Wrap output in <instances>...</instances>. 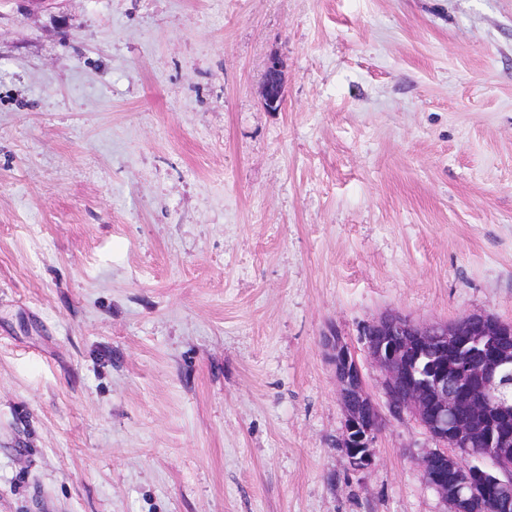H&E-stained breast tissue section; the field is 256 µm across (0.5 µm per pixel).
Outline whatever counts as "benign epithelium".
I'll list each match as a JSON object with an SVG mask.
<instances>
[{
    "instance_id": "obj_1",
    "label": "benign epithelium",
    "mask_w": 512,
    "mask_h": 512,
    "mask_svg": "<svg viewBox=\"0 0 512 512\" xmlns=\"http://www.w3.org/2000/svg\"><path fill=\"white\" fill-rule=\"evenodd\" d=\"M262 99L272 112L283 106L277 57L268 62ZM360 336L378 373L385 413L343 337L325 338L345 414L336 447L350 469L371 468L388 419L409 417L435 443L415 461L448 512H469L478 499L495 507L512 501V436L476 428L459 417L466 409L485 421L512 419V395L505 393L512 379V324L488 313H470L449 323L420 325L390 312L365 323Z\"/></svg>"
}]
</instances>
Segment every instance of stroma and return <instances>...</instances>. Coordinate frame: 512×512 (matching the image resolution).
I'll return each instance as SVG.
<instances>
[{"mask_svg":"<svg viewBox=\"0 0 512 512\" xmlns=\"http://www.w3.org/2000/svg\"><path fill=\"white\" fill-rule=\"evenodd\" d=\"M389 310L512 323V0H0V512H444ZM262 99L266 108L272 112L279 111L283 106L282 64L277 57H272L268 62L262 87ZM325 345L330 350L337 395L345 414L336 446L342 448L351 470L364 471L375 462L374 445L388 417L369 391L362 367L343 337L326 336Z\"/></svg>","mask_w":512,"mask_h":512,"instance_id":"1","label":"stroma"}]
</instances>
